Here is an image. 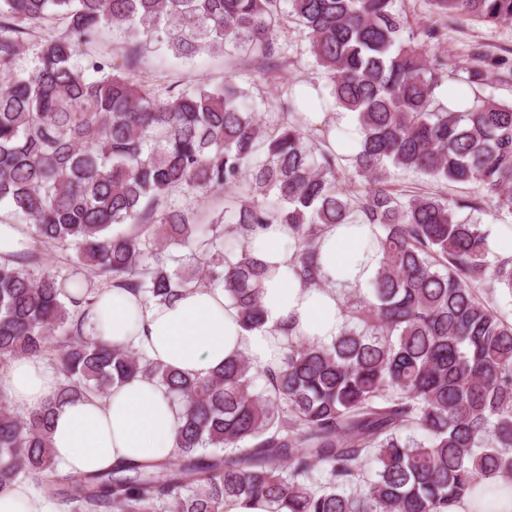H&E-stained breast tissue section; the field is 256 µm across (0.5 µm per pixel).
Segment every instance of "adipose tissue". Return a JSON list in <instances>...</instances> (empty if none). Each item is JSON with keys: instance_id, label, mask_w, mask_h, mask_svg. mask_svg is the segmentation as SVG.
<instances>
[{"instance_id": "ef3b65f1", "label": "adipose tissue", "mask_w": 512, "mask_h": 512, "mask_svg": "<svg viewBox=\"0 0 512 512\" xmlns=\"http://www.w3.org/2000/svg\"><path fill=\"white\" fill-rule=\"evenodd\" d=\"M372 232L368 224L327 227L319 240L323 283L310 286L292 270L283 247L285 226L262 230L250 243L267 267L261 328L239 324L219 285L184 289L161 305L139 301L125 288H107L85 329L113 344L145 350L154 362L191 377L207 376L240 355L260 368L279 366L287 337L276 334L278 324L288 323L296 338L327 343L336 336L344 319L343 294L366 288L379 265L378 255L365 250ZM58 383L40 358H14L0 375V393L25 412H38L52 406ZM53 408L51 445L68 473L177 454L174 435L181 413L157 382L118 383L106 396L89 394Z\"/></svg>"}]
</instances>
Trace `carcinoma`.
Segmentation results:
<instances>
[{
	"instance_id": "1",
	"label": "carcinoma",
	"mask_w": 512,
	"mask_h": 512,
	"mask_svg": "<svg viewBox=\"0 0 512 512\" xmlns=\"http://www.w3.org/2000/svg\"><path fill=\"white\" fill-rule=\"evenodd\" d=\"M401 2L0 0V207L32 242L0 260V369L54 357V405L142 375L182 409L174 459L73 479L49 444L53 405H1L0 491L46 487L60 512H224L241 496L289 512H450L477 484L512 482V321L489 299L512 295V257L488 261V232L460 217L512 214V103L484 92L491 74L512 83V65L430 51L451 24L512 25V0H428L443 23L418 29ZM49 20L62 30L30 69L25 42ZM289 21L331 105L355 119L351 156L291 89L262 116L233 74L162 98L76 53L112 26L133 51L242 49L268 66ZM392 168L476 191H400ZM214 190L229 194L210 224L175 201ZM353 223L376 226L375 276L344 297L331 342L290 340L277 369L240 356L183 376L83 331L97 291L80 270L155 304L222 284L244 328H259L266 266L252 237L284 225L295 274L325 287L318 239ZM49 250L73 251L74 271L46 265Z\"/></svg>"
}]
</instances>
